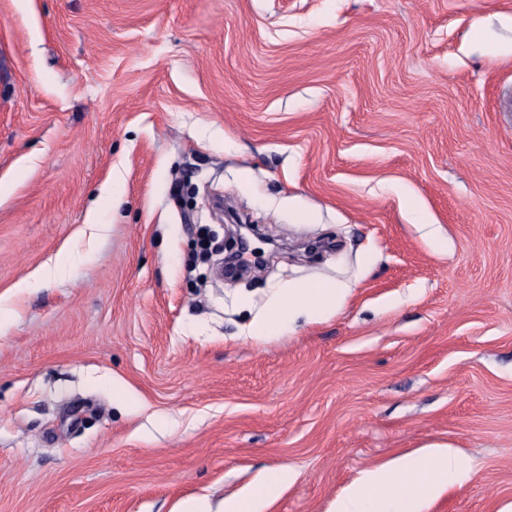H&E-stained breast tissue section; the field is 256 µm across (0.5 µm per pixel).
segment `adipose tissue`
<instances>
[{"mask_svg": "<svg viewBox=\"0 0 512 512\" xmlns=\"http://www.w3.org/2000/svg\"><path fill=\"white\" fill-rule=\"evenodd\" d=\"M341 289L328 282L284 289L266 308L256 330L265 338L284 328L297 313L318 318L341 302ZM470 461L452 445L431 444L398 456L355 479L332 512H423L434 499L467 478ZM293 480L285 466L265 473L245 495L225 498L223 512H264Z\"/></svg>", "mask_w": 512, "mask_h": 512, "instance_id": "1", "label": "adipose tissue"}]
</instances>
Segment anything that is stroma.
I'll use <instances>...</instances> for the list:
<instances>
[{
	"label": "stroma",
	"mask_w": 512,
	"mask_h": 512,
	"mask_svg": "<svg viewBox=\"0 0 512 512\" xmlns=\"http://www.w3.org/2000/svg\"><path fill=\"white\" fill-rule=\"evenodd\" d=\"M218 199L284 250L198 264ZM448 443L423 512H512V0H0V512H332ZM341 288L328 282L308 283L285 288L266 308L256 330L261 339L284 328L299 312L318 318L336 309L341 302ZM293 472L282 466L265 473L245 495L224 499V512H262L278 499L293 480Z\"/></svg>",
	"instance_id": "stroma-1"
}]
</instances>
